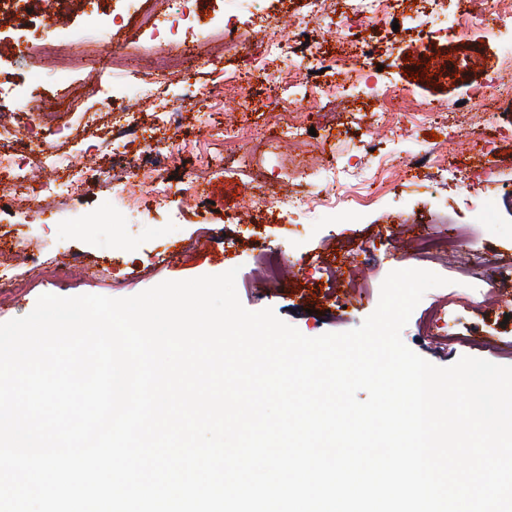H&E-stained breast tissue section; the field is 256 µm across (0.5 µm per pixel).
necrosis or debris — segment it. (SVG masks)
<instances>
[{
    "mask_svg": "<svg viewBox=\"0 0 512 512\" xmlns=\"http://www.w3.org/2000/svg\"><path fill=\"white\" fill-rule=\"evenodd\" d=\"M68 0H0V19L10 18L24 21L33 27L30 39L19 43L21 56L36 59L45 64L57 63L66 39L56 27V11L65 7ZM127 10L136 20L139 30L149 41L158 43L170 40L175 29L191 26L195 29L193 45L185 47L176 59H154V69L162 78L183 77L188 67L204 64L205 57L213 44H222L225 51L242 53L247 57L250 71H265L268 62H279L275 82L288 91L304 96H333L351 89L359 93L371 94L384 100L407 99L411 92L383 79H371L376 49L368 43L352 42L336 56L322 52L319 43V23L330 14H339V24L345 29L355 27L376 28L386 24L391 15L394 0H347L348 8L337 12L335 0H308L309 23L304 32L303 54L294 58L279 34V22L275 17L265 20V38L256 43L252 40L250 19L256 0H229L230 6L224 11L222 28H214L204 23L198 11L194 10L195 0H183L180 9H171L168 0H124ZM420 25L425 26L428 36L450 35L463 41L474 36L496 37L501 29L512 27V0H470V6L453 22H440L434 16L419 17ZM28 89H18L0 82V114L13 116L12 123L0 121V141L13 143L9 153L0 152V165L9 171L14 180L12 200L24 202L25 206L44 209L52 197H78L83 185L100 179L106 171L101 165L89 168H75L69 164V150L63 142H48L41 139H20L15 135L17 126L31 125L45 118L42 109L28 105ZM32 157L38 166L59 172L60 177L42 184L38 194L29 195L26 191L27 167L17 164L16 155ZM149 193L156 208L168 205L172 193L159 163L148 160L143 168L137 169L132 177L120 179L113 195L116 203L132 211L139 210L142 193ZM362 193L335 194L329 191L317 200L292 198L272 193L264 196L262 203L267 211L289 210L310 213L312 206L335 208L337 204H362Z\"/></svg>",
    "mask_w": 512,
    "mask_h": 512,
    "instance_id": "necrosis-or-debris-1",
    "label": "necrosis or debris"
}]
</instances>
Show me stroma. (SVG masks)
I'll return each instance as SVG.
<instances>
[{
    "mask_svg": "<svg viewBox=\"0 0 512 512\" xmlns=\"http://www.w3.org/2000/svg\"><path fill=\"white\" fill-rule=\"evenodd\" d=\"M261 16L251 28L262 33L261 17L272 13L283 27L289 51L298 52L301 19L307 0H263ZM410 6L396 7L395 27L354 28L344 34L325 30L326 51L337 54L343 40L376 45V61L400 85L413 84L418 97L432 101L436 115L424 123H408L399 137L376 125L377 106L368 97H329L310 112L308 126L329 135L291 139L279 125L288 113L289 96L274 83L252 78L246 102L239 110L215 107L213 99L183 107L182 85L160 86L156 97L144 87L155 76L147 64L113 70L112 50L132 27L90 45L72 42L76 68L46 71L10 50L19 35L11 24L0 26V77L29 88L36 103L54 108L58 123L77 124L81 113L102 111L97 89L114 91V108L133 111L144 136L124 138L112 161L113 178L135 169L151 157L152 144L167 156L166 173L174 192L167 208L144 202L131 214L113 205L111 180L88 183L78 199H55L52 216L0 208V247L39 256L42 264L13 289L14 272L0 266V322L28 315L40 295L71 297L83 294L125 298L167 280H188L236 270L235 287L242 305L251 311L272 308L278 318L304 336L358 327L376 309L381 284L396 269L419 268L447 278V285L430 289L401 332L403 342L425 360L449 366L472 356L512 365V282L489 288L482 261L494 258L512 264V103L487 102L469 112L450 106L482 83L496 66L500 52L512 45V33L496 39L478 38L466 49L448 45L435 56L421 53V34L408 23ZM416 81H409V74ZM169 108H182L177 134H169L155 119L157 99ZM208 113L207 123L196 120ZM499 146L502 167L496 183L486 184L443 176L428 168L377 190L373 202L353 213L319 210L310 215L292 212L243 216L249 198L269 192L309 197L332 184L369 185L382 156L411 157L428 151L445 160L465 156L479 166L478 152H462L472 128ZM248 133L235 138L237 129ZM212 164L202 168L201 156ZM241 160L233 176L225 166ZM332 169L335 180L309 181V173ZM209 182L208 201L183 202L181 188L196 173ZM210 225L212 238L201 234ZM469 224L472 239L456 258H431L416 248L419 234L451 233L454 225ZM284 264L283 275L268 280L269 260ZM82 268L76 279L51 276L50 268Z\"/></svg>",
    "mask_w": 512,
    "mask_h": 512,
    "instance_id": "1",
    "label": "stroma"
}]
</instances>
